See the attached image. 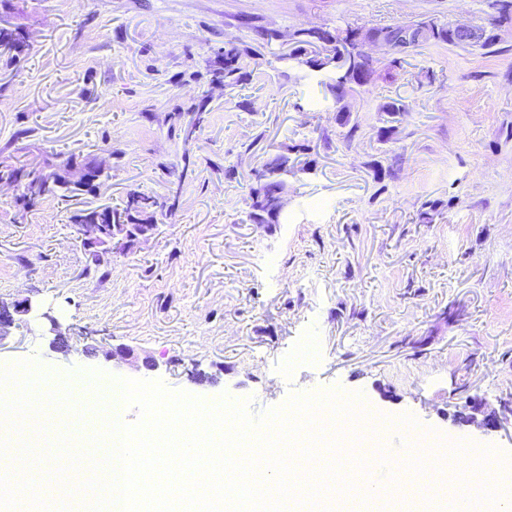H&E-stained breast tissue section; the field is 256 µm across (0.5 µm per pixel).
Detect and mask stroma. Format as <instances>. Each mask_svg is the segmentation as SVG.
<instances>
[{"label":"stroma","mask_w":512,"mask_h":512,"mask_svg":"<svg viewBox=\"0 0 512 512\" xmlns=\"http://www.w3.org/2000/svg\"><path fill=\"white\" fill-rule=\"evenodd\" d=\"M420 14L481 22L485 6L0 0V25L29 34L19 62H0V161L112 166L95 194L45 199L21 219L15 189H0V300L32 305L28 327L0 341V367L33 359L61 386L93 369L159 380L212 403L252 398L255 413L293 394L358 392L391 433L409 422L482 449L467 460L473 484L512 469V35L492 57L431 47L382 58L346 115L329 74L286 57L288 32ZM262 26L282 40L263 43ZM228 42L263 55L245 86L211 80ZM400 97L408 110L381 142L380 107ZM203 100L183 142L166 116ZM285 145L298 168L287 203L276 223H251L252 174ZM132 189L179 190V206L156 215L138 251L93 264L72 211ZM55 322L67 349L50 346ZM114 345L136 363L108 357ZM476 407L501 427L458 422Z\"/></svg>","instance_id":"obj_1"}]
</instances>
